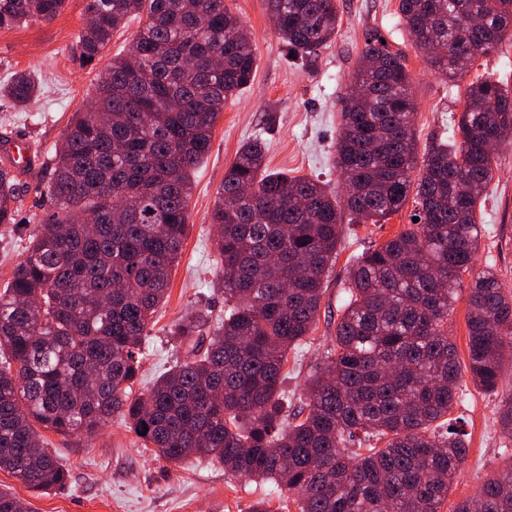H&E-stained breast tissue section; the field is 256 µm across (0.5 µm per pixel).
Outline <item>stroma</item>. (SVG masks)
<instances>
[{"instance_id":"obj_1","label":"stroma","mask_w":512,"mask_h":512,"mask_svg":"<svg viewBox=\"0 0 512 512\" xmlns=\"http://www.w3.org/2000/svg\"><path fill=\"white\" fill-rule=\"evenodd\" d=\"M224 2L247 26L256 67L247 90L226 102L214 126L211 149L194 174L187 235L167 298L155 314L141 359L140 382L133 387L137 395L184 356V347L173 336L183 317L199 310L208 311L215 322L224 317L217 229L210 214L224 173L244 142L256 136L264 139L270 171L320 180L329 193L341 195L342 180L334 166L336 139L348 78L358 63L367 31L380 33L390 51L401 55L412 78L418 154L448 137L450 121L462 111L472 80L501 78L512 90V40L477 58L466 77L446 79L400 24L397 0H336L340 26L331 44L320 49L311 62L291 56L275 30L266 0ZM84 7L85 0H67L52 22L0 31V83L14 72L26 71L42 84V94L32 106L42 119L34 125L19 118L12 102L0 97V133H19L34 148L53 146L62 139L72 112L89 101L98 76L105 73L113 57L126 53L138 31L135 20L114 33L111 44L93 64H80L76 38L85 23ZM43 178L37 166L21 174L18 221L0 224V288L22 259L33 228L48 211ZM412 210V204H405L381 224L345 221L341 252L324 283L315 330L307 345L288 355L283 388L289 405H296L306 379L319 370L331 346L350 262L408 228ZM476 217L484 226L477 264L492 267L504 288L512 290V145L499 148L494 178ZM467 298V288H459L448 315V335L462 365L458 400L450 415L458 419L469 448L448 494L452 504L474 497L483 479L508 461L496 410L500 398L512 392V364H507L497 391L474 384L466 366ZM46 438L70 471L71 479L63 490L48 494L0 471V488L14 493L31 512H248L250 504L260 498L269 499L273 512H299L296 503H284L276 484L234 476L218 460L197 456L177 463L165 461L153 449L141 446L118 416L91 435L62 436L50 431Z\"/></svg>"}]
</instances>
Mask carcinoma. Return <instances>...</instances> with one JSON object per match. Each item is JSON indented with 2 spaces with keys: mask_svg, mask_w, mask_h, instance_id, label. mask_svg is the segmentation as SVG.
I'll return each mask as SVG.
<instances>
[{
  "mask_svg": "<svg viewBox=\"0 0 512 512\" xmlns=\"http://www.w3.org/2000/svg\"><path fill=\"white\" fill-rule=\"evenodd\" d=\"M66 0H0V31L51 22ZM276 30L306 59L336 35V0H267ZM77 38L93 63L115 31L145 19L95 85L97 111H76L45 152L49 212L0 291V471L52 491L69 472L42 430L92 433L118 415L168 461L214 458L275 483L300 512H441L468 448L446 419L460 369L448 313L469 286L472 379L497 390L512 352V292L475 269L476 206L493 180L489 144L512 143V93L471 82L452 145L417 165L411 76L370 33L341 112L336 167L343 203L317 179L272 172L255 138L224 174L211 213L219 236L224 320L183 318L186 359L132 396L142 345L167 298L187 229L192 171L208 154L224 102L253 78L243 21L224 0H86ZM415 45L448 78L512 36V0H398ZM39 91L16 72L0 95L25 111ZM418 178L412 179V172ZM413 197L419 221L351 263L333 348L288 414V352L318 321L342 218L378 224ZM20 184L0 164V224H14ZM497 423L512 442V393ZM146 434H141L143 427ZM369 443L366 452L351 451ZM384 443L379 448L377 444ZM452 512H512V462ZM0 512H28L0 490Z\"/></svg>",
  "mask_w": 512,
  "mask_h": 512,
  "instance_id": "1",
  "label": "carcinoma"
}]
</instances>
